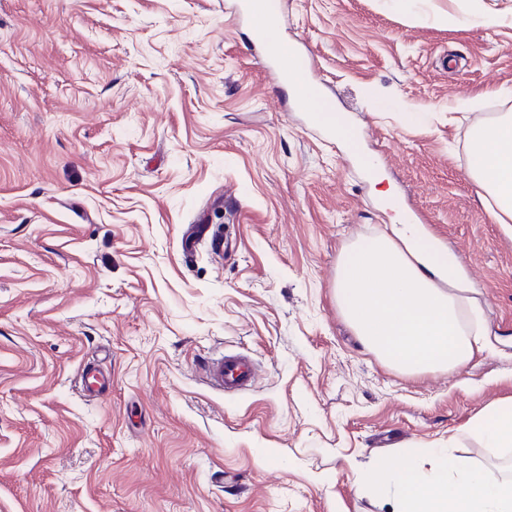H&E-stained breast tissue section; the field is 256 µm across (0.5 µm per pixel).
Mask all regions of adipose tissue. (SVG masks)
Returning <instances> with one entry per match:
<instances>
[{
    "instance_id": "adipose-tissue-1",
    "label": "adipose tissue",
    "mask_w": 512,
    "mask_h": 512,
    "mask_svg": "<svg viewBox=\"0 0 512 512\" xmlns=\"http://www.w3.org/2000/svg\"><path fill=\"white\" fill-rule=\"evenodd\" d=\"M274 47L312 121L358 153L356 132L305 80L298 54L280 40ZM468 171L493 220L511 223L512 113L471 128ZM334 297L363 346L407 374L461 371L488 343L484 311L460 259L422 224H393L349 245L336 266ZM469 431L482 447L511 448L512 399L478 413ZM352 475L392 501L393 512H512V475L475 467L444 447L411 448L401 461Z\"/></svg>"
}]
</instances>
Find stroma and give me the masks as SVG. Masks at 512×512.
I'll return each mask as SVG.
<instances>
[{
  "instance_id": "obj_1",
  "label": "stroma",
  "mask_w": 512,
  "mask_h": 512,
  "mask_svg": "<svg viewBox=\"0 0 512 512\" xmlns=\"http://www.w3.org/2000/svg\"><path fill=\"white\" fill-rule=\"evenodd\" d=\"M238 2L0 0V512H391L352 466L452 435L512 464L465 433L512 399V224L467 163L512 113V0H282L280 38L477 290L486 348L419 375L336 307L343 249L391 216ZM227 352L262 372L233 398L204 370Z\"/></svg>"
}]
</instances>
